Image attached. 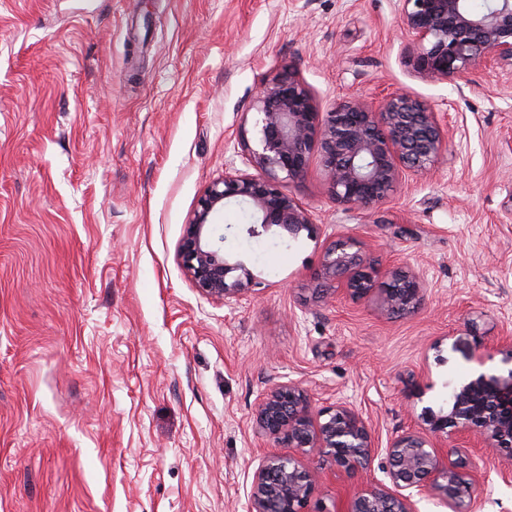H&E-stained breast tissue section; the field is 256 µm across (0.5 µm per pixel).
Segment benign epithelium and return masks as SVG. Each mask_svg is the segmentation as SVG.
<instances>
[{"label": "benign epithelium", "mask_w": 512, "mask_h": 512, "mask_svg": "<svg viewBox=\"0 0 512 512\" xmlns=\"http://www.w3.org/2000/svg\"><path fill=\"white\" fill-rule=\"evenodd\" d=\"M405 30L413 44L408 64L432 81L462 78L492 61L512 67V0H489L474 13L468 0H400ZM257 140L243 143L244 165L224 169L197 200L185 224L178 259L187 277L206 298L227 302L251 288L253 278L241 263L224 256L225 234L215 222L233 202L249 205L250 237L275 227L283 236L313 231L311 213L282 190L301 178L309 157H321L328 191L347 209H370L408 180L421 178L438 163L445 135L437 112L408 91L379 103L361 98L337 101L318 111L315 97L300 76L283 71L256 92ZM317 276L336 281L353 299L379 292L381 308L407 314L421 304L425 284L416 273L396 268L380 272L355 236L344 235L323 253ZM512 399V368L505 375L480 374L456 385L448 413L425 411L429 432H405L386 448L390 485H368L349 502L347 512H418V498L433 490L451 512H470L473 478L451 459L442 460L438 440L460 435L466 442L512 457V415L499 400ZM259 431L286 455L264 458L254 472L248 512H311L321 492L325 467L355 471L367 467L375 445L366 423L344 402L314 410L297 383L266 392L257 409Z\"/></svg>", "instance_id": "obj_1"}]
</instances>
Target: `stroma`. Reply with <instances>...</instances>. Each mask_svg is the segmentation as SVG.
<instances>
[{
    "mask_svg": "<svg viewBox=\"0 0 512 512\" xmlns=\"http://www.w3.org/2000/svg\"><path fill=\"white\" fill-rule=\"evenodd\" d=\"M399 0H0V512H247L277 446L255 423L275 384L350 405L377 453L325 468L345 512L388 484L384 450L423 409L512 355V68L429 82L406 65ZM295 68L319 111L407 90L447 133L431 174L381 206L334 201L319 156L285 183L313 233L269 231L228 302L177 253L208 184L241 166L263 81ZM357 236L420 307L384 312L327 282L322 253ZM475 512H512V462L467 448Z\"/></svg>",
    "mask_w": 512,
    "mask_h": 512,
    "instance_id": "1",
    "label": "stroma"
}]
</instances>
